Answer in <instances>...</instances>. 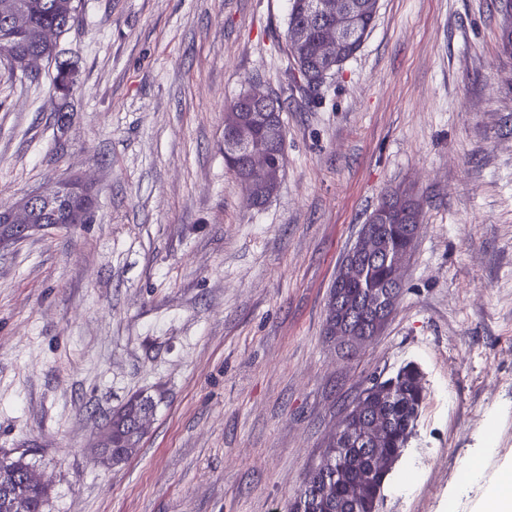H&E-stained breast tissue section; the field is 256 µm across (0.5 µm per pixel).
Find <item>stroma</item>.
Returning a JSON list of instances; mask_svg holds the SVG:
<instances>
[{
    "instance_id": "obj_1",
    "label": "stroma",
    "mask_w": 512,
    "mask_h": 512,
    "mask_svg": "<svg viewBox=\"0 0 512 512\" xmlns=\"http://www.w3.org/2000/svg\"><path fill=\"white\" fill-rule=\"evenodd\" d=\"M494 0H379L318 88L293 75L288 0H80L55 63L0 70V207L82 174L90 223L0 254V456L45 512H286L375 377L424 374L415 437L377 512H478L512 465V55ZM285 104L264 206L224 165V109ZM422 223L382 332L346 354L329 290L395 187ZM154 414L139 453L95 461L105 416ZM478 465L483 478L467 477ZM240 102L243 109L250 112H261L259 116L261 120L266 119L267 113L271 114V117H281L282 115V112H279V106H281L279 100L272 93L260 89L253 88L244 91L240 95ZM49 497L48 486H28L23 491V512H44Z\"/></svg>"
}]
</instances>
